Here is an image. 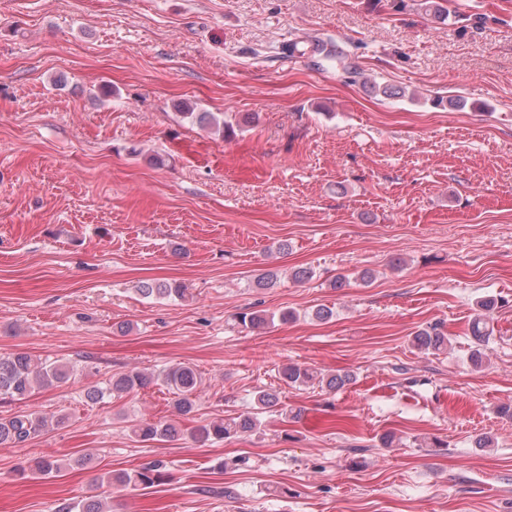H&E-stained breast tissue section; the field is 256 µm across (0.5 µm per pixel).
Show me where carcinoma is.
<instances>
[{
	"mask_svg": "<svg viewBox=\"0 0 512 512\" xmlns=\"http://www.w3.org/2000/svg\"><path fill=\"white\" fill-rule=\"evenodd\" d=\"M315 49L327 51L326 58L336 60L349 78L360 76L357 68L346 62L339 50L325 49L317 44ZM183 116L196 121L201 126H216L224 134L233 132L228 121L221 120L209 112H185ZM139 292L145 298L182 299L186 288L178 282L143 283ZM471 334L476 346L471 350L469 359L474 367L480 368L484 363L482 343L485 342V318L476 319L471 326ZM415 347L425 353H438L448 349V336L435 324L418 330L413 336ZM72 367L69 362L55 360L50 362L27 352H18L0 357V396L18 400L29 396L37 388L52 387L70 378ZM282 379L289 386L308 385L317 382L330 391L342 389L352 380L348 373L326 374L311 368L288 364L281 370ZM165 384L175 396L174 407L178 415L185 418L195 412L200 394V376L191 366L180 364L167 368L159 374L146 370L132 369L112 375L100 386L88 392V398L95 401L106 395H119L145 389L157 384ZM255 405L259 410H276L282 415H291L293 411L283 406L278 393L261 390L255 396ZM49 425L48 417L22 412L9 418H0V445H18L24 443L45 430ZM258 418L254 414H242L232 418H217L190 431V437L197 443L212 440L231 439L238 435L257 429ZM132 435L141 442H151L171 438L178 433L174 423L168 421H139L130 426ZM163 463L156 461L140 467L133 472H118L100 477L102 484L133 485L141 490H148L160 484L163 479ZM62 470V463L53 456H46L36 461L32 470L34 476H51ZM58 512H110L105 499L93 495L85 500L64 502Z\"/></svg>",
	"mask_w": 512,
	"mask_h": 512,
	"instance_id": "cac0c4a2",
	"label": "carcinoma"
}]
</instances>
